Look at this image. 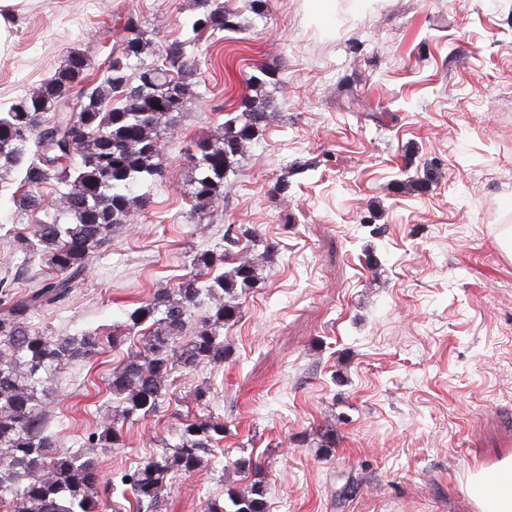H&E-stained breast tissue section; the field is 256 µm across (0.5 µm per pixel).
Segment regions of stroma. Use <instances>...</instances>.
I'll use <instances>...</instances> for the list:
<instances>
[{"instance_id": "stroma-1", "label": "stroma", "mask_w": 512, "mask_h": 512, "mask_svg": "<svg viewBox=\"0 0 512 512\" xmlns=\"http://www.w3.org/2000/svg\"><path fill=\"white\" fill-rule=\"evenodd\" d=\"M195 0H33L0 57V110L68 55L118 39V16L187 41L199 85L162 133L165 179L88 260L63 304L30 325L56 336L118 333L57 375L46 399L60 448L97 458L108 505L122 472L177 441L193 392L211 388L225 436L207 468L173 479L166 512H203L253 456L267 512H475L472 473L512 453V0H268L241 31L192 42ZM267 72L280 112L229 176L211 224L189 217L181 153ZM288 192L274 193L280 179ZM0 185V264L39 216ZM246 226L276 252L225 327L219 366L173 369L156 416L119 448H86L131 346L128 312L189 274L192 248L224 249ZM332 425L335 444L320 448Z\"/></svg>"}]
</instances>
